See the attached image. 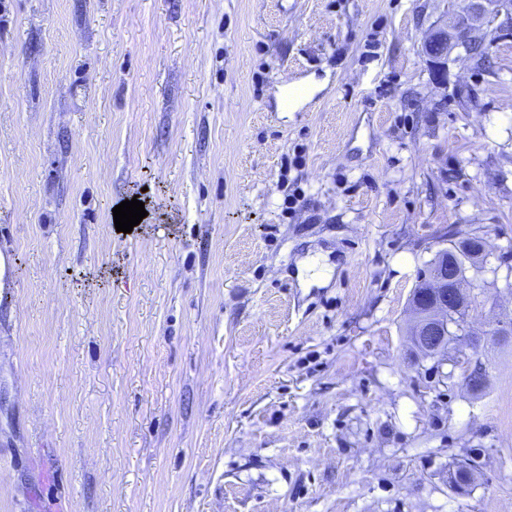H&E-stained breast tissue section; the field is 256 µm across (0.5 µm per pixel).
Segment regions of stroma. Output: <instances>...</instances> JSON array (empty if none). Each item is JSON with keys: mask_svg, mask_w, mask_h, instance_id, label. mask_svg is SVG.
Masks as SVG:
<instances>
[{"mask_svg": "<svg viewBox=\"0 0 512 512\" xmlns=\"http://www.w3.org/2000/svg\"><path fill=\"white\" fill-rule=\"evenodd\" d=\"M464 8L0 0V512H512V335L479 392L407 335L448 229L512 243V28L422 48ZM326 261L325 256L318 255L309 257L302 263V270L310 284L325 285L331 278L333 269Z\"/></svg>", "mask_w": 512, "mask_h": 512, "instance_id": "stroma-1", "label": "stroma"}]
</instances>
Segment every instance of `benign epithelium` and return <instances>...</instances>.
<instances>
[{"instance_id":"benign-epithelium-1","label":"benign epithelium","mask_w":512,"mask_h":512,"mask_svg":"<svg viewBox=\"0 0 512 512\" xmlns=\"http://www.w3.org/2000/svg\"><path fill=\"white\" fill-rule=\"evenodd\" d=\"M465 13L452 26L437 29L423 43V51L434 62L443 63L448 55L457 52L464 55L463 47L477 40L474 31L488 25L500 16H505V26L512 25V0H467ZM470 269L462 272L453 257L445 258L434 268L423 290L410 297L412 326L410 341L422 352L431 356L445 355L453 349L454 336L473 338L479 334L496 339L512 334V320L499 321L496 327L481 333L475 329L480 322L472 289L475 281L482 279L479 267L490 258L492 248L487 237L470 235ZM462 317L459 326H454L450 317ZM454 368L460 371L465 385L473 392L485 384V374L476 370L475 361L465 352L451 356Z\"/></svg>"}]
</instances>
